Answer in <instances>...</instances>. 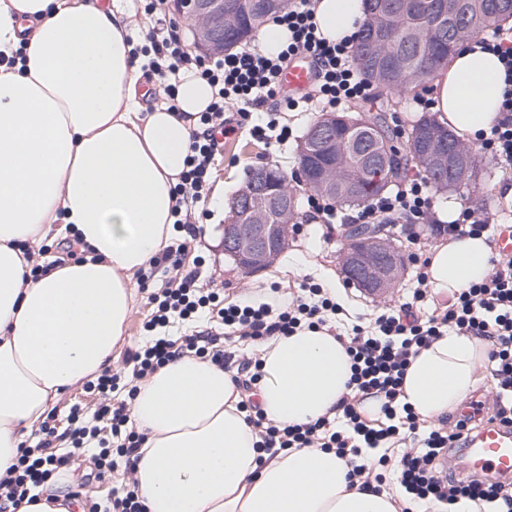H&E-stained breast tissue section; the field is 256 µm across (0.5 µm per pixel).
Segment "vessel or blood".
<instances>
[{"label":"vessel or blood","mask_w":512,"mask_h":512,"mask_svg":"<svg viewBox=\"0 0 512 512\" xmlns=\"http://www.w3.org/2000/svg\"><path fill=\"white\" fill-rule=\"evenodd\" d=\"M315 72L308 57L294 56L281 74L279 87L282 95L296 98L314 83ZM485 402L479 397L464 401L458 410L462 419H478L475 434L470 436L462 450L466 472L476 475L512 477V430L482 418Z\"/></svg>","instance_id":"obj_1"}]
</instances>
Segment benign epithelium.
Instances as JSON below:
<instances>
[{
  "label": "benign epithelium",
  "mask_w": 512,
  "mask_h": 512,
  "mask_svg": "<svg viewBox=\"0 0 512 512\" xmlns=\"http://www.w3.org/2000/svg\"><path fill=\"white\" fill-rule=\"evenodd\" d=\"M182 5L191 20L196 44L207 48L213 46L214 20L218 16L224 17V3L221 0H182ZM334 126L336 113L324 114L321 122L310 128L301 149L309 154L314 146L323 145ZM277 196L276 181L269 174L249 182L231 204L229 219L224 224V251L247 273L267 268L288 247L295 209L282 204L280 224H267L263 220L262 207ZM389 258L395 265L401 262L391 242L376 230L365 233L361 240L348 241L343 266L350 280L381 293L390 287L389 275L383 267V262Z\"/></svg>",
  "instance_id": "benign-epithelium-1"
}]
</instances>
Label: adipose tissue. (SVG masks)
Listing matches in <instances>:
<instances>
[{
	"label": "adipose tissue",
	"instance_id": "1",
	"mask_svg": "<svg viewBox=\"0 0 512 512\" xmlns=\"http://www.w3.org/2000/svg\"><path fill=\"white\" fill-rule=\"evenodd\" d=\"M365 15V0H318L314 21L338 42ZM130 31L128 16L85 0H0V478L60 395L110 368L134 276L169 244L174 187L212 100L207 81L184 71L173 106L141 111ZM433 85L441 123L468 142L485 138L504 89L498 55L459 48ZM70 237L91 256L59 263L21 248ZM490 257L481 237L436 243V296L481 282ZM484 356L480 339L446 333L412 357L402 402L429 421L445 416ZM260 360L269 421H314L347 391L351 360L327 332L280 337ZM239 401L230 374L195 357L139 384L133 477L148 512H395L393 495L350 485L335 451L262 452Z\"/></svg>",
	"mask_w": 512,
	"mask_h": 512
}]
</instances>
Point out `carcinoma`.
Returning a JSON list of instances; mask_svg holds the SVG:
<instances>
[{"mask_svg": "<svg viewBox=\"0 0 512 512\" xmlns=\"http://www.w3.org/2000/svg\"><path fill=\"white\" fill-rule=\"evenodd\" d=\"M367 10L355 56L362 79L380 92L413 90L432 80L454 47L466 38L493 29L512 17V0H366ZM288 7V0H224V46L230 51L260 34L268 18ZM367 124L336 123V149L320 148L298 155L300 173L317 176L329 163L347 170L336 183L312 192L340 206L363 204L391 182L385 166L398 151L384 112L366 113ZM448 138L460 162L443 174L428 154L433 134ZM412 155L431 183L456 190L476 178L479 161L469 148L435 120L419 119L406 136L403 155Z\"/></svg>", "mask_w": 512, "mask_h": 512, "instance_id": "obj_1", "label": "carcinoma"}]
</instances>
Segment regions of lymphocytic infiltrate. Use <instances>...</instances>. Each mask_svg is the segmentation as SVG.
Wrapping results in <instances>:
<instances>
[{
	"mask_svg": "<svg viewBox=\"0 0 512 512\" xmlns=\"http://www.w3.org/2000/svg\"><path fill=\"white\" fill-rule=\"evenodd\" d=\"M273 21L288 33L285 47L275 55L256 44L214 58L192 54L183 45L180 26L173 18L167 26L149 30L144 36L140 52L148 59L147 69L156 93L173 97L177 77L184 70L194 71L215 89L213 102L200 116L202 132L191 136L187 169L174 188L177 222L189 236L197 234L190 222L192 207L206 198L211 160L220 139L237 131L233 117L248 122L251 113H269L266 126L250 128L251 136L262 140L267 131L278 128L280 110L316 112L366 96L367 85L360 77L353 41L333 43L321 37L314 22V0H294ZM480 43L500 57L505 83L501 117L482 139L480 148L489 152L500 168L508 170L512 168V32L493 30ZM298 53L311 58L317 79L300 99L278 102L279 76ZM427 188L424 174H415L392 193L372 198L353 216L323 198L308 197L307 204L315 218L325 224H432L436 221L434 202ZM508 213H512V199H498L491 211L484 204H470L460 209L447 232L455 236L482 235L490 241L496 224L502 223ZM490 264L483 281L461 289L445 303L435 302L427 273L418 271L415 288L399 305L387 308L368 325H353L342 339L351 360V376L334 417L301 425L278 424L267 421L251 401H240L241 411L259 436L260 447L336 451L345 460L351 481L380 492L386 478L377 467L386 464L387 459L379 457L373 464L365 459L363 451L386 447L401 435L411 442L397 471V481L407 500L401 512H412L413 505L419 503L452 512L462 499L495 506L496 512H512L511 481L454 477L446 471L450 449L461 447L472 434L471 421L444 418L439 424L428 425L399 402L411 358L451 330L486 341V368L496 382L493 418L512 429V256L493 253ZM171 268L179 273L178 285L152 296L156 309L148 328L166 326L174 314L185 320L214 315L228 332L268 341L305 329L326 330L332 316L342 312L335 289L310 282L301 283L298 295L288 302L274 299L256 305L226 306L218 292L199 285L196 272L181 273L176 260ZM184 355L233 370V382L245 390L256 389L261 381L260 364L248 360L233 363L231 352L216 336L206 347L199 345L194 336L186 337L177 347L166 338H156L131 354L132 376L139 380L149 377L172 358ZM369 397L381 399L382 419L371 421L363 416L360 405ZM129 417L126 404L115 406L107 401L89 421L82 420L79 412H72L71 419L76 423L72 431L74 447L99 439L97 422L106 418L118 446L113 451L102 449L99 465H106L113 452L126 458L134 456L143 444V435L130 425ZM43 433L39 447L22 449L10 476L0 480V499L10 503L13 512L22 506L31 484L43 481L52 472L66 471L70 463L69 455L53 448L52 429L44 428Z\"/></svg>",
	"mask_w": 512,
	"mask_h": 512,
	"instance_id": "f902f5d3",
	"label": "lymphocytic infiltrate"
}]
</instances>
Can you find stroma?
<instances>
[{
    "mask_svg": "<svg viewBox=\"0 0 512 512\" xmlns=\"http://www.w3.org/2000/svg\"><path fill=\"white\" fill-rule=\"evenodd\" d=\"M313 112L288 113L291 132L284 143L265 142L253 139L248 133L227 137L216 153L209 180L210 186H223L224 202H216L207 196L192 214L195 224L201 225L203 233L197 240L188 243L182 254L185 269H198L204 283L223 289L225 302L242 303L259 301L279 294L287 298L289 290L298 288L301 281L313 283L334 281L338 285L336 300L344 312L337 318L339 330H347L352 324L375 317L385 307L397 304L409 289L415 286V266L405 262L400 269L394 288L380 297L365 294L348 283L341 267V256L345 246L343 227L339 224L327 226L319 223L305 224L301 234L292 236L288 248L274 264L256 273L241 271L233 259L224 253L222 228L228 215L227 201L248 180L250 172L258 166L278 169L291 175L298 168L297 148L309 125L316 120ZM512 186V171H505L484 155L480 158L479 175L475 182L454 191H437L433 194L436 217L447 223L448 214L460 210L469 199L484 200L493 206L500 191ZM171 278L166 268H159L154 278L145 286L136 287V299L128 317L124 338L112 352V368L131 374L132 366L127 361L128 351H134L149 343L151 335L144 325L150 319L153 306L148 297L165 288ZM101 395L87 386H77L63 392L49 412L48 422L54 426L53 444L59 452L70 454L71 464L67 470L70 491L78 499L74 512H90L93 505L106 504L113 491L122 489L134 480L133 466L125 460H117L111 469L98 472L93 448H75L69 436L68 415L72 407L91 412L101 402Z\"/></svg>",
    "mask_w": 512,
    "mask_h": 512,
    "instance_id": "stroma-1",
    "label": "stroma"
}]
</instances>
